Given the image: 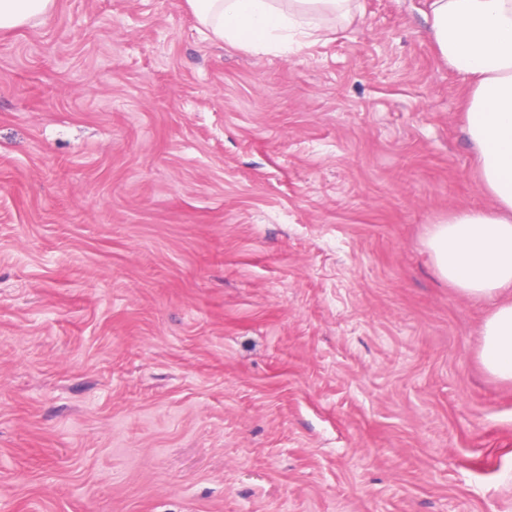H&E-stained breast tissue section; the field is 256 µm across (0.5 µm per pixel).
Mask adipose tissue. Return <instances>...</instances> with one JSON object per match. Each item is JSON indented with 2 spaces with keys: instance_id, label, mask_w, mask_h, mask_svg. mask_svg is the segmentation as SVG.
I'll list each match as a JSON object with an SVG mask.
<instances>
[{
  "instance_id": "1",
  "label": "adipose tissue",
  "mask_w": 512,
  "mask_h": 512,
  "mask_svg": "<svg viewBox=\"0 0 512 512\" xmlns=\"http://www.w3.org/2000/svg\"><path fill=\"white\" fill-rule=\"evenodd\" d=\"M207 38L257 52L298 53L325 23L352 18L356 0H188ZM55 0H0V31L52 12ZM429 36L469 87L466 131L486 209L459 207L431 225L424 247L437 277L490 301L479 360L512 383V0H428Z\"/></svg>"
}]
</instances>
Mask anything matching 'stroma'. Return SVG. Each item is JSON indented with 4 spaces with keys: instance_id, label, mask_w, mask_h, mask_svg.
<instances>
[{
    "instance_id": "obj_1",
    "label": "stroma",
    "mask_w": 512,
    "mask_h": 512,
    "mask_svg": "<svg viewBox=\"0 0 512 512\" xmlns=\"http://www.w3.org/2000/svg\"><path fill=\"white\" fill-rule=\"evenodd\" d=\"M426 10L290 56L187 0L0 33V512H512L490 305L423 245L489 205Z\"/></svg>"
}]
</instances>
